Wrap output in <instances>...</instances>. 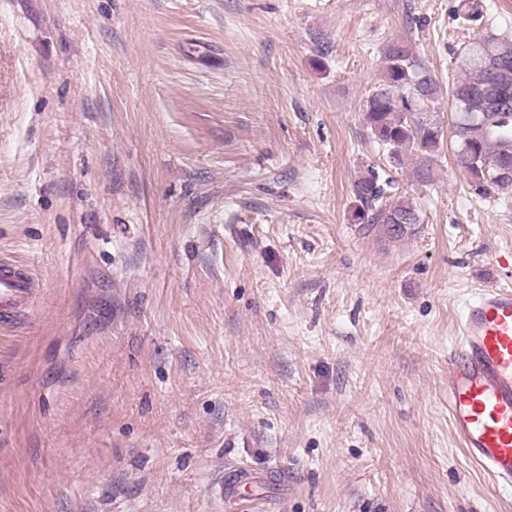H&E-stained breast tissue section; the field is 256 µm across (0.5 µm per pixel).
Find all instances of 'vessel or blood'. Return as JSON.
Wrapping results in <instances>:
<instances>
[{"label":"vessel or blood","mask_w":512,"mask_h":512,"mask_svg":"<svg viewBox=\"0 0 512 512\" xmlns=\"http://www.w3.org/2000/svg\"><path fill=\"white\" fill-rule=\"evenodd\" d=\"M30 274L0 263V322L30 315ZM448 416L469 458L512 491V289L491 288L468 304L448 359Z\"/></svg>","instance_id":"1"}]
</instances>
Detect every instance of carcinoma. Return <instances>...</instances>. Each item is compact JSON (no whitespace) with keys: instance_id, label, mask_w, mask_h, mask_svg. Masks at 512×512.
Returning a JSON list of instances; mask_svg holds the SVG:
<instances>
[{"instance_id":"carcinoma-1","label":"carcinoma","mask_w":512,"mask_h":512,"mask_svg":"<svg viewBox=\"0 0 512 512\" xmlns=\"http://www.w3.org/2000/svg\"><path fill=\"white\" fill-rule=\"evenodd\" d=\"M461 75L449 87L453 110L454 153L464 152L470 183L482 193H512V40L487 37L464 45ZM441 86L400 42L384 51L383 84L368 97L365 120L376 141L396 164L402 150H417V175L429 176V157L439 151L444 129L429 116ZM391 181L374 169L353 185L358 205L353 219L399 240L420 223L406 198L386 200Z\"/></svg>"}]
</instances>
